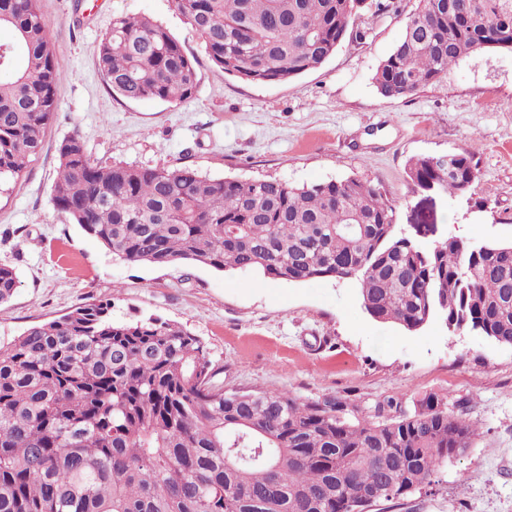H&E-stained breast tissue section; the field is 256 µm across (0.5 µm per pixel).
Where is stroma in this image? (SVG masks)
I'll use <instances>...</instances> for the list:
<instances>
[{
    "instance_id": "35a3bbf8",
    "label": "stroma",
    "mask_w": 512,
    "mask_h": 512,
    "mask_svg": "<svg viewBox=\"0 0 512 512\" xmlns=\"http://www.w3.org/2000/svg\"><path fill=\"white\" fill-rule=\"evenodd\" d=\"M418 3L363 8L324 65L289 82L254 84L216 71L172 0H40L65 78L42 151L0 194V264L18 278L13 297L0 302V341L108 299L114 319L156 315L198 336L228 391L340 397L361 409L390 398L409 408L439 394L478 423L470 448L439 465L432 486L368 512H512L511 348L448 332L438 320L416 332L377 323L354 281L291 283L123 262L52 202L56 148L76 134L103 164L189 165L210 177L296 185L357 177L381 188L402 228L433 224L440 238L512 242V56L466 58L406 99L384 98L373 83ZM143 14L196 58L193 99L132 101L107 87L97 46L113 18ZM462 148L477 159L467 193L451 198L408 179L410 158Z\"/></svg>"
}]
</instances>
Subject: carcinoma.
I'll list each match as a JSON object with an SVG mask.
<instances>
[{"mask_svg": "<svg viewBox=\"0 0 512 512\" xmlns=\"http://www.w3.org/2000/svg\"><path fill=\"white\" fill-rule=\"evenodd\" d=\"M365 0H174L214 67L282 83L323 65ZM0 183L38 155L63 71L38 0H0ZM512 53V0H419L373 76L406 99L463 59ZM127 100L195 97L194 56L147 15L118 16L97 50ZM55 208L113 257L157 266L258 271L288 282L355 280L364 311L416 331L435 318L512 347V242L410 236L395 206L357 177L297 186L103 165L77 135L58 147ZM475 152L411 158L413 185L449 196L476 178ZM17 276L0 266V302ZM205 344L159 316L115 320L86 302L0 343V512H365L432 483L479 430L428 393L352 420L341 398L224 391ZM234 457L232 464L227 456Z\"/></svg>", "mask_w": 512, "mask_h": 512, "instance_id": "1", "label": "carcinoma"}]
</instances>
